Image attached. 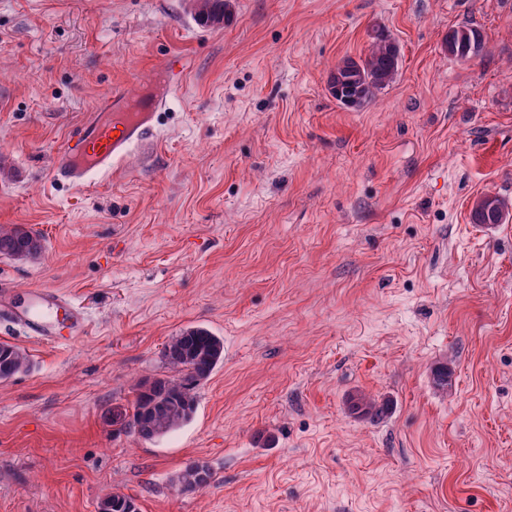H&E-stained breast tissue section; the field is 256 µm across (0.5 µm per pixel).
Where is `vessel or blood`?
Masks as SVG:
<instances>
[{
  "label": "vessel or blood",
  "mask_w": 512,
  "mask_h": 512,
  "mask_svg": "<svg viewBox=\"0 0 512 512\" xmlns=\"http://www.w3.org/2000/svg\"><path fill=\"white\" fill-rule=\"evenodd\" d=\"M188 72L187 57L173 55L159 69L155 95L131 98L120 91L111 93L99 104L98 114L75 128L56 149L53 180L81 188L95 175L112 173L135 145L145 143L155 133L158 112L175 91L183 88ZM33 297V309L24 321L29 334L52 337V330L43 321L48 306L66 308L73 335L87 332L89 322L79 306L64 304L49 288L36 289Z\"/></svg>",
  "instance_id": "1"
}]
</instances>
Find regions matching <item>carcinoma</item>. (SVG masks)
Listing matches in <instances>:
<instances>
[{
    "label": "carcinoma",
    "instance_id": "obj_1",
    "mask_svg": "<svg viewBox=\"0 0 512 512\" xmlns=\"http://www.w3.org/2000/svg\"><path fill=\"white\" fill-rule=\"evenodd\" d=\"M198 16L210 21L224 17V0H196ZM399 70V55L385 30L371 37L366 53L347 56L336 66V73L346 78L343 85L352 87L359 107L371 103ZM44 249L43 238L19 225H0V256L17 260L31 259ZM166 364L175 376L157 377L136 388L132 412L124 414L121 424L139 437L153 440L165 437L193 419L196 411L195 388L224 361V341L202 327H189L164 348ZM351 414L374 420L388 410V404L362 394L348 400ZM211 471L205 464L192 470L185 468L177 482L182 490L205 488Z\"/></svg>",
    "mask_w": 512,
    "mask_h": 512
}]
</instances>
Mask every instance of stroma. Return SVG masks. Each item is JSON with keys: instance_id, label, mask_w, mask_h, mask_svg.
<instances>
[{"instance_id": "35a3bbf8", "label": "stroma", "mask_w": 512, "mask_h": 512, "mask_svg": "<svg viewBox=\"0 0 512 512\" xmlns=\"http://www.w3.org/2000/svg\"><path fill=\"white\" fill-rule=\"evenodd\" d=\"M482 29L466 62L445 38ZM399 71L358 110L328 79L372 30ZM190 58L151 143L88 188L53 152L112 90ZM493 195L508 217L476 224ZM0 294L84 307L0 382V512H512V0H0ZM224 339L187 425L120 429L184 329ZM448 363V388L432 372ZM387 400L365 420L350 394ZM206 463L210 484L177 475ZM43 249V238L39 234L19 225H0V256L31 259L40 255Z\"/></svg>"}]
</instances>
